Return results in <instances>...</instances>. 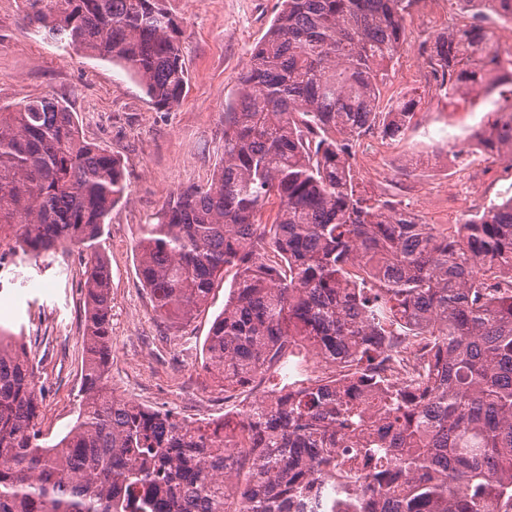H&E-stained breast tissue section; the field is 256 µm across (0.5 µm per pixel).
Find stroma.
<instances>
[{"label": "stroma", "mask_w": 512, "mask_h": 512, "mask_svg": "<svg viewBox=\"0 0 512 512\" xmlns=\"http://www.w3.org/2000/svg\"><path fill=\"white\" fill-rule=\"evenodd\" d=\"M183 29L188 92L170 110L155 108L122 68L43 40L22 21L19 0H0V105L46 94L76 112L82 136L120 157L127 192L104 226V254L111 273L112 366L109 386L121 397L190 421L219 418L253 399L254 390L225 392L202 367V346L223 310L232 273H225L209 304L173 327L156 314L138 276L135 243L162 204L178 190L206 183L220 159L224 104L236 89L251 47L266 33L279 0H168ZM414 0L407 38L395 74L382 88L383 103L407 95L419 99L417 123L397 140L368 137L353 157L361 190L379 189L380 174L392 196L429 224H458L462 207L447 197L460 178L459 161L415 164L428 138L456 134L457 147L478 126L486 107L447 100L435 92L429 56L447 19L422 16ZM431 137H424V130ZM77 249L58 248L33 262L13 252L0 272V326L22 336L43 385L41 429L65 434L79 407L85 358L81 341L84 296Z\"/></svg>", "instance_id": "1"}]
</instances>
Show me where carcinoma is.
Listing matches in <instances>:
<instances>
[{"mask_svg": "<svg viewBox=\"0 0 512 512\" xmlns=\"http://www.w3.org/2000/svg\"><path fill=\"white\" fill-rule=\"evenodd\" d=\"M470 23L433 43L450 99L488 103L485 147L512 154V67L482 69L512 0H458ZM412 0H280L224 107L210 181L165 202L135 246L173 326L235 270L203 367L224 390L279 373L316 341L338 368L263 392L226 419L186 421L120 398L112 365L105 219L123 164L83 139L54 96L0 106V241L37 259L83 256L86 354L75 423L37 428L42 389L21 338L0 327V512H512V198L460 224H424L358 189L368 133L396 140L418 101L380 111ZM63 48L123 67L159 110L183 100L182 28L166 0H21ZM270 224L260 223L267 205ZM426 350L394 377L400 346Z\"/></svg>", "mask_w": 512, "mask_h": 512, "instance_id": "cac0c4a2", "label": "carcinoma"}]
</instances>
